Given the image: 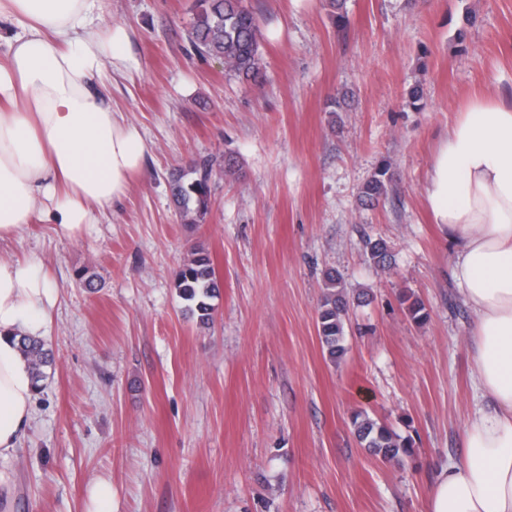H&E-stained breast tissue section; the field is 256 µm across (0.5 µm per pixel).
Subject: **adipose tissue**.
<instances>
[{
	"mask_svg": "<svg viewBox=\"0 0 512 512\" xmlns=\"http://www.w3.org/2000/svg\"><path fill=\"white\" fill-rule=\"evenodd\" d=\"M105 2L0 0V242L35 220L77 238L146 174L148 145L104 81L130 43L125 27L105 23ZM423 204L475 316L466 348L482 397L426 512H512V103L486 92L464 101L432 157ZM56 294L37 258L0 257V458L32 420L18 339L51 321Z\"/></svg>",
	"mask_w": 512,
	"mask_h": 512,
	"instance_id": "1",
	"label": "adipose tissue"
}]
</instances>
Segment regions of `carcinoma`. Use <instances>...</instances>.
I'll list each match as a JSON object with an SVG mask.
<instances>
[{
  "instance_id": "1",
  "label": "carcinoma",
  "mask_w": 512,
  "mask_h": 512,
  "mask_svg": "<svg viewBox=\"0 0 512 512\" xmlns=\"http://www.w3.org/2000/svg\"><path fill=\"white\" fill-rule=\"evenodd\" d=\"M188 37L198 53L223 60L228 73L255 85L263 83L261 28L256 14L243 0H197V9L188 23ZM237 172L236 159L224 154L199 156L171 173V196L181 223H204L210 211L213 178L230 177ZM392 191V177L388 168L383 167L364 184L360 200L372 205ZM364 247L375 267L382 271L391 268L392 258L383 240L368 238ZM324 283L318 309V336L326 359L338 365L348 352L345 327L350 301L335 273L326 272ZM174 287L187 302L186 312L202 324L210 323L214 311L212 300L219 296L221 285L205 248H191L190 256L176 273ZM400 304L412 321L420 324L427 320L424 304L413 294H403ZM20 350L34 379L41 382L45 377L44 368L51 360L44 343L37 337L24 336L20 339ZM351 424L361 447L372 455L398 465L413 456V439L399 436L385 423L356 413Z\"/></svg>"
}]
</instances>
